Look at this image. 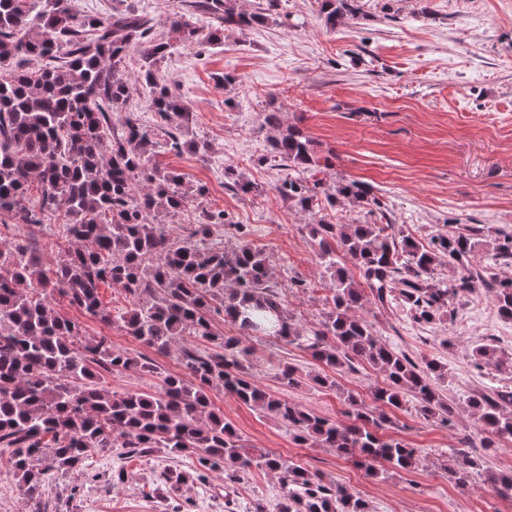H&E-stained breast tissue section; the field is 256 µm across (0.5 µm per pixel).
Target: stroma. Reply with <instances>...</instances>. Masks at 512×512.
Instances as JSON below:
<instances>
[{"label":"stroma","mask_w":512,"mask_h":512,"mask_svg":"<svg viewBox=\"0 0 512 512\" xmlns=\"http://www.w3.org/2000/svg\"><path fill=\"white\" fill-rule=\"evenodd\" d=\"M152 18L153 34L171 45L159 75L195 115L188 138L210 144L208 156L165 147L153 164L180 173L203 195L185 211L165 219L170 235H184L204 213L224 212L225 241L247 240L270 258L284 288L290 313L304 327H314L325 310L329 279L304 227L311 213L283 200L277 185L287 169L266 161L271 135L262 114L277 108L285 122L299 125L313 140L319 157L331 158L328 181L358 180L372 187L381 213L347 204L328 209L332 222L353 224L390 219L417 242L431 236L469 232L477 226H512V0H365L364 14L328 28L320 0H279L269 22L229 31L224 42L204 55L184 46L166 18L174 12L193 16L198 26L213 19L194 10L191 0H129ZM141 60H126L132 86L114 112L113 126L132 117L158 129L160 119L148 107L149 89L141 78ZM262 186L263 195L230 189L225 167ZM62 219L20 231L19 237L51 264L66 246ZM304 287H290L293 278ZM56 308L79 320L87 333L109 336L114 348L150 359L156 373L136 369L105 376L109 390L155 392L161 376L182 371L178 351L160 355L114 326H106L65 299ZM364 314L388 345L415 361L434 358L448 365L444 393L464 402L476 391L512 388V369L475 368L471 352L488 344L512 357V320L502 319L484 288H475L451 305L448 317L427 326L401 310L366 307ZM249 372L265 390L319 416L348 421L346 393L371 402L380 380L369 365L336 373V390L312 383L291 388L278 373L283 365L302 375L321 372L310 353L287 341L250 337ZM212 406L230 422L243 444L280 456L288 463L319 473L325 483L342 485L366 499L371 512H512V497L496 495L487 476L512 468V441L483 445L476 419L460 413L452 425L423 417L413 404L390 410L388 436L404 440L421 458L411 473L379 477L338 457L333 449L299 444L282 423L266 417L223 389L207 391ZM484 459L482 473L457 486L443 467L458 453ZM194 457L158 450L128 457L111 448L94 454L84 470L52 480L48 512H253L257 504L273 507L282 489L276 477L256 471L224 497V474L209 473L206 482H190L179 495L159 482L165 468L193 472Z\"/></svg>","instance_id":"obj_1"}]
</instances>
